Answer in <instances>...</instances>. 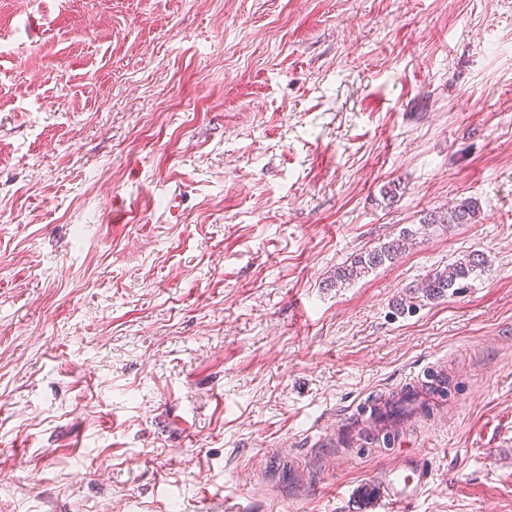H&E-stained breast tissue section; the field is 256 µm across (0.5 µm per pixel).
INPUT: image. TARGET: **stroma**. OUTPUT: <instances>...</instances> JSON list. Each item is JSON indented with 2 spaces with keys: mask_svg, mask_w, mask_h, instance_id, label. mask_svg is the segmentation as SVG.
I'll return each instance as SVG.
<instances>
[{
  "mask_svg": "<svg viewBox=\"0 0 512 512\" xmlns=\"http://www.w3.org/2000/svg\"><path fill=\"white\" fill-rule=\"evenodd\" d=\"M412 455L410 512H512V0H0V512H353ZM477 210L476 202L463 200L450 208L427 213L421 224L435 225V227H441L443 231H448L456 224H471L477 216ZM417 233L410 228H403L397 239L356 255L350 265L336 269V281L359 278L369 270L382 266L386 262H392L402 251H405L406 245H412ZM486 265L487 259L483 254L469 253L464 258L448 264L444 269L435 270L417 288L424 291L427 297L439 299L452 288H465L462 282L470 275L482 272ZM443 378L420 374H410L404 382L393 390L374 396L367 402L363 413L353 414L344 420L336 422L332 429V441L337 447L354 443H372L385 434L387 426L408 422L411 415L397 419H387L388 411L399 403L411 409L428 403L434 392L442 387Z\"/></svg>",
  "mask_w": 512,
  "mask_h": 512,
  "instance_id": "35a3bbf8",
  "label": "stroma"
}]
</instances>
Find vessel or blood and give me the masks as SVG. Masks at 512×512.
<instances>
[{
    "label": "vessel or blood",
    "mask_w": 512,
    "mask_h": 512,
    "mask_svg": "<svg viewBox=\"0 0 512 512\" xmlns=\"http://www.w3.org/2000/svg\"><path fill=\"white\" fill-rule=\"evenodd\" d=\"M442 383L439 377L409 375L395 389L374 396L363 412L337 422L331 432L336 445L368 444L378 440L389 424L387 414L392 406L402 403L418 408L428 402ZM425 479L423 470L414 465L383 471L358 491L360 512H408Z\"/></svg>",
    "instance_id": "vessel-or-blood-1"
}]
</instances>
